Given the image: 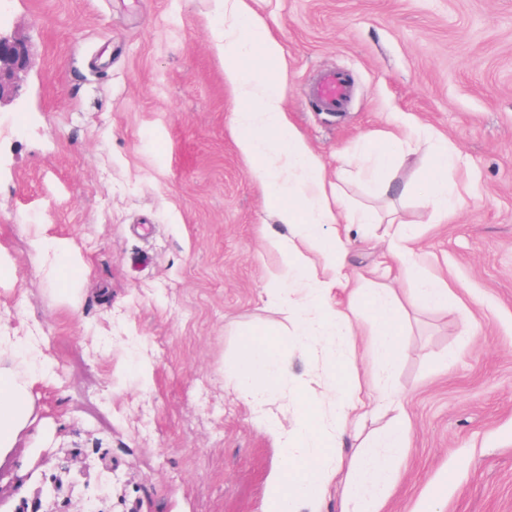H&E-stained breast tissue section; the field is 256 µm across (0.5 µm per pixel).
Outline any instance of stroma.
Returning a JSON list of instances; mask_svg holds the SVG:
<instances>
[{"label":"stroma","mask_w":512,"mask_h":512,"mask_svg":"<svg viewBox=\"0 0 512 512\" xmlns=\"http://www.w3.org/2000/svg\"><path fill=\"white\" fill-rule=\"evenodd\" d=\"M280 43L288 120L336 174L370 131L400 123L466 159L447 223H430L424 151L395 157L413 191L390 203L352 177V205L398 210L422 275L454 283L447 307L406 306L391 384L412 432L386 512H512V0H249ZM216 0H0V28L31 65L0 105V333L37 346L36 421L0 465V512L60 464L70 512H263L292 426L325 385L266 290L278 199L251 174L215 44ZM344 71L345 111L314 108L318 73ZM373 227L354 228L349 274L406 300ZM64 242L48 262L33 239ZM467 319H460V308ZM275 333L288 372L263 412L226 383L241 343Z\"/></svg>","instance_id":"obj_1"}]
</instances>
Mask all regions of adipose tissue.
<instances>
[{"instance_id": "obj_1", "label": "adipose tissue", "mask_w": 512, "mask_h": 512, "mask_svg": "<svg viewBox=\"0 0 512 512\" xmlns=\"http://www.w3.org/2000/svg\"><path fill=\"white\" fill-rule=\"evenodd\" d=\"M223 8L224 36L216 50L224 59V81L238 102L232 116L237 146L243 156L256 160L254 179L286 199L277 219L290 232L268 241L281 253L285 272L274 277L268 298L294 317L295 335L306 341L309 352L330 358L327 399L318 413L304 412L293 434L285 436L278 449L280 463L268 480L264 512H323L327 487L338 478L345 484L341 512H381L402 478L411 430L399 395L384 382L400 344L395 329L399 302L393 289L377 290L365 277L348 274L350 227L384 223L381 239L405 272L416 254L417 236L410 223L382 222L373 208L351 206L340 195L288 120L279 42L254 19L247 0H224ZM366 138L376 148L370 163L358 166V176L381 195L407 194L410 186L399 179L392 155L416 151L410 133L370 132ZM424 143L430 157L424 183L431 221L444 224L457 203L448 175L462 167L463 159L437 134H428ZM362 298L371 316L366 349L374 371L365 384L353 385L340 374L343 355L335 343L355 336L351 317ZM282 352L280 343L268 336L243 343L229 379L241 399L260 406L279 392ZM382 405L392 411V424L345 458L347 438L370 410ZM34 413L28 381L13 368L0 367V463L14 456Z\"/></svg>"}]
</instances>
